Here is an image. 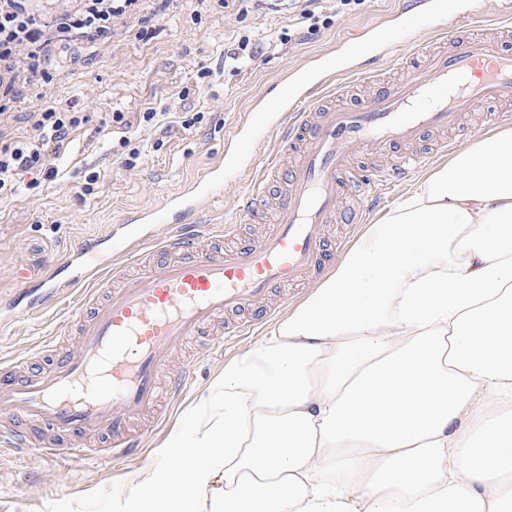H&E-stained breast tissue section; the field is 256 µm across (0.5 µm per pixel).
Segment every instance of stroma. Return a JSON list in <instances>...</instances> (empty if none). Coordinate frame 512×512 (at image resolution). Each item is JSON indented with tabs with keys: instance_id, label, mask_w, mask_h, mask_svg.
I'll use <instances>...</instances> for the list:
<instances>
[{
	"instance_id": "1",
	"label": "stroma",
	"mask_w": 512,
	"mask_h": 512,
	"mask_svg": "<svg viewBox=\"0 0 512 512\" xmlns=\"http://www.w3.org/2000/svg\"><path fill=\"white\" fill-rule=\"evenodd\" d=\"M411 2L362 0L354 11L340 13L336 0H283L278 10L241 15L225 9L224 0H209L199 12L190 0H171L160 13L144 10L139 25L148 37L130 32L129 21H115L111 40L86 47L85 62L60 65L51 83L36 92L23 91L10 102L15 113L72 105L88 121L56 158V177L37 183L32 175H21L15 193L0 198V373L40 355L49 338L60 353L77 350L73 317L84 306L81 294L61 295L34 315L25 312L39 294L45 268L61 264L81 240L181 191L220 158L230 177L198 219L217 225L234 221L238 197L260 166L225 156L224 145L245 125L254 105L286 95L291 83L309 75L312 57H320L325 66H342V39L385 30ZM470 27L502 37L504 28H512L506 0H476L474 17L449 19L445 37L453 39ZM285 30L290 40L282 39ZM243 37L256 45L254 56L225 60V51ZM204 67L211 70L210 78H201ZM148 110L160 113L158 123L141 122V113ZM199 111L203 121L183 128L182 119ZM116 112L125 113L128 130L113 127ZM511 114L512 102L478 106L462 114L452 134L430 133L412 151L436 166L447 160L437 149L440 141L449 137L467 148L487 131L511 125ZM93 171L100 178L92 185L88 176ZM310 293L307 287L276 288L254 311L234 314V321L252 320L256 327L251 335L225 343L223 353L205 352V344L214 339L210 331L177 347L173 363L191 358L199 369L182 399L164 400L163 415L153 420L132 457L49 463L30 450H12L10 434L0 432V512H112L114 493L135 491L142 476L160 463L167 436L209 393L225 363L253 349Z\"/></svg>"
}]
</instances>
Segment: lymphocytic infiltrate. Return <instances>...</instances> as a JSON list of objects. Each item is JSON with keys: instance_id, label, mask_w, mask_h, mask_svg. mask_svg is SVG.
Segmentation results:
<instances>
[{"instance_id": "lymphocytic-infiltrate-1", "label": "lymphocytic infiltrate", "mask_w": 512, "mask_h": 512, "mask_svg": "<svg viewBox=\"0 0 512 512\" xmlns=\"http://www.w3.org/2000/svg\"><path fill=\"white\" fill-rule=\"evenodd\" d=\"M139 8L140 0H83L50 21L35 13L29 0H0V100H14L24 86L47 81L56 49L72 36L106 40L112 35L114 18ZM24 121L25 136L0 149V195L13 191L19 174L54 177L51 159L59 155L85 116L52 105L26 113Z\"/></svg>"}]
</instances>
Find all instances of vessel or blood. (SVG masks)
<instances>
[{
	"label": "vessel or blood",
	"mask_w": 512,
	"mask_h": 512,
	"mask_svg": "<svg viewBox=\"0 0 512 512\" xmlns=\"http://www.w3.org/2000/svg\"><path fill=\"white\" fill-rule=\"evenodd\" d=\"M458 0H415L396 26L378 38L356 73L375 83V65L383 58L407 63L395 83L377 85L362 102L347 104L345 84L329 85L321 77L287 101L269 103L255 113L241 139L242 153L253 157L266 138L276 154L238 199L242 223L273 215L270 229L248 247L206 250L203 239L214 228L196 223L202 202L214 199L224 182V165L209 167L191 193H176L143 214V227L128 236L126 254L138 259L146 244L147 225L170 224L163 242L168 261L133 275L124 264L102 252L100 241L81 243L69 255L73 274L50 273L49 289L75 290L90 304L79 321L77 353L63 355L50 367L28 366L21 380L0 375V416L40 422L62 439L91 431L106 433L94 454L103 459L137 452L140 435L131 433L132 417L161 410L159 393L179 395L191 370L161 380L177 346L200 335L229 311L256 307L272 288L310 282L325 269L326 225L361 224L360 206L338 211L336 202L353 152H395L392 164L359 179V191L384 199L387 190L423 168V157L404 154V147L429 132L454 128L460 113L491 100L512 98V48L482 35L458 36L452 48L436 50L421 42L425 27L442 29L459 15ZM296 160L280 167L279 155ZM278 175L284 184L272 202L262 180Z\"/></svg>",
	"instance_id": "1"
}]
</instances>
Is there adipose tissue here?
I'll return each instance as SVG.
<instances>
[{"label":"adipose tissue","mask_w":512,"mask_h":512,"mask_svg":"<svg viewBox=\"0 0 512 512\" xmlns=\"http://www.w3.org/2000/svg\"><path fill=\"white\" fill-rule=\"evenodd\" d=\"M115 512H512V129L225 364Z\"/></svg>","instance_id":"adipose-tissue-1"}]
</instances>
